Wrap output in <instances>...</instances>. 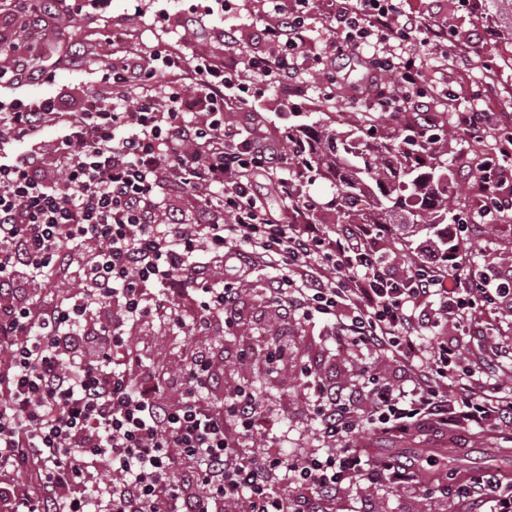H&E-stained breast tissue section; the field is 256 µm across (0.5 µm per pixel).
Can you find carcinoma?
<instances>
[{"label": "carcinoma", "instance_id": "cac0c4a2", "mask_svg": "<svg viewBox=\"0 0 512 512\" xmlns=\"http://www.w3.org/2000/svg\"><path fill=\"white\" fill-rule=\"evenodd\" d=\"M287 138L301 166L336 187V223H355L354 207L364 201L368 208L360 223H400L405 248L410 239L433 231L448 253V231L438 226L459 223L460 214L453 192L434 191L449 186L443 148L403 145L387 136L371 140L364 131L342 135L324 125L290 127Z\"/></svg>", "mask_w": 512, "mask_h": 512}]
</instances>
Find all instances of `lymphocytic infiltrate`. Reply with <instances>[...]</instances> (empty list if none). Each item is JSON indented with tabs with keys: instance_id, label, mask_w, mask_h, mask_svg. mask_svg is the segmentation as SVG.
<instances>
[{
	"instance_id": "1",
	"label": "lymphocytic infiltrate",
	"mask_w": 512,
	"mask_h": 512,
	"mask_svg": "<svg viewBox=\"0 0 512 512\" xmlns=\"http://www.w3.org/2000/svg\"><path fill=\"white\" fill-rule=\"evenodd\" d=\"M265 6L259 51L224 62L200 55L184 66L167 45L152 63L125 55L103 65L110 93L77 112L21 94L53 72L37 55H13L16 29L0 16V512H322L344 483L419 485L402 462L358 448L362 428L406 439L433 427L512 430V390L496 369L470 364L463 336H482L480 316L512 310V265L476 268L468 224L447 252L429 245L404 260L381 224H319V205L287 176L280 143L243 136L224 122L268 88L297 89L309 61L326 87L348 58L379 95L420 111L424 72L413 46L474 60L433 18L403 0H255ZM324 13L336 37L308 52V22ZM397 52H390V44ZM138 95L145 107L130 112ZM53 139H45L46 127ZM263 175L284 207L270 211L255 189ZM479 221L512 210V134L479 156ZM67 269L72 284L42 297ZM269 273L266 308L330 324L337 345L382 352L400 379L375 383L360 415L316 369L318 448L291 456L274 439L275 402L246 385L221 394L219 345L186 354L176 371L148 358L139 338L158 331L231 334L249 312L250 273ZM114 476L98 478L102 460ZM458 497L512 512V485L496 474L454 476ZM299 488L288 497L285 486Z\"/></svg>"
}]
</instances>
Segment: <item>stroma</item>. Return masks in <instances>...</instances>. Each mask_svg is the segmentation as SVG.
I'll list each match as a JSON object with an SVG mask.
<instances>
[{"mask_svg":"<svg viewBox=\"0 0 512 512\" xmlns=\"http://www.w3.org/2000/svg\"><path fill=\"white\" fill-rule=\"evenodd\" d=\"M183 8L182 0H142L137 6L132 0H112L105 12L50 18L57 36L45 54L47 61L54 65L55 81L43 86V93L63 96L69 109L83 106L89 95L101 90L98 83L101 65L131 51L149 56L158 41L167 40L172 25L183 20ZM405 8L419 16L439 12L441 21L469 35L473 47L483 55L472 69L460 73L443 70L439 59L429 52L420 54L432 91L428 99L430 129L447 140L455 208L457 213L472 214L479 196L474 184L464 178L463 166L472 157L474 146L455 130V114L473 105L488 112L493 131L492 138L485 141L489 147L494 144L495 134L512 128V123L504 119L505 113H512V41L487 37V30L495 26L489 0H470L466 9L457 8L453 0H406ZM256 9L255 0H236L223 18H206L205 37L183 47L184 56L190 59L205 53L224 60L232 58V51L222 43V31L230 25L240 26L242 30L241 51L258 50L253 38V27L260 21ZM71 49L85 51V67L76 69L65 63L64 57ZM340 67L335 88H325L311 74L304 94L286 98L270 89L254 99L248 109L225 111L224 120L245 131L260 129L272 140L282 139L289 125L316 121L339 132L371 129L399 139L411 134L416 123L414 113L380 111L374 104L373 90L365 86L363 68L349 60L341 61ZM468 252L476 264L488 269L512 261V212L497 223L476 225L470 235ZM277 324L287 329L299 357L316 361L335 376L337 388L353 397L357 410L366 409L369 402L368 375L382 380H392L398 375L396 363L384 355L340 350L332 341L326 323L317 320L298 323L281 318ZM483 324L487 329L486 339L473 340L468 345L475 361L490 359L496 345L512 346V312L486 314ZM240 344H250L256 351H263L253 320H246L237 336L224 339L225 386L249 382L263 395L278 399L284 409L281 429L288 434L285 450L314 447L313 392L305 389L295 368H288L275 378H261L256 365L236 363L234 349ZM503 444L498 434L474 426L443 435L428 430L406 440L391 437L372 440L373 447L420 468L441 463L463 473L483 470L512 475V455H503ZM323 509L324 512H472L470 503L453 493H439L426 499L410 486L391 491L366 484L342 485L335 498L324 503Z\"/></svg>","mask_w":512,"mask_h":512,"instance_id":"stroma-1","label":"stroma"}]
</instances>
